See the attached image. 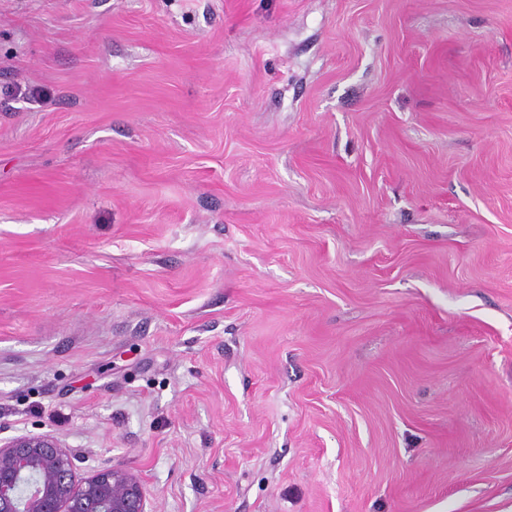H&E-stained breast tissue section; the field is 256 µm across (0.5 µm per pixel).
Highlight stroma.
<instances>
[{
    "label": "stroma",
    "mask_w": 512,
    "mask_h": 512,
    "mask_svg": "<svg viewBox=\"0 0 512 512\" xmlns=\"http://www.w3.org/2000/svg\"><path fill=\"white\" fill-rule=\"evenodd\" d=\"M156 512H512V0H0V438Z\"/></svg>",
    "instance_id": "35a3bbf8"
}]
</instances>
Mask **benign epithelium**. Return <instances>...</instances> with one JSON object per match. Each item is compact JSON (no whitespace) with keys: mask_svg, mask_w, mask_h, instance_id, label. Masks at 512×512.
<instances>
[{"mask_svg":"<svg viewBox=\"0 0 512 512\" xmlns=\"http://www.w3.org/2000/svg\"><path fill=\"white\" fill-rule=\"evenodd\" d=\"M52 434L0 439V512H154L140 476L104 467L78 473Z\"/></svg>","mask_w":512,"mask_h":512,"instance_id":"1","label":"benign epithelium"}]
</instances>
